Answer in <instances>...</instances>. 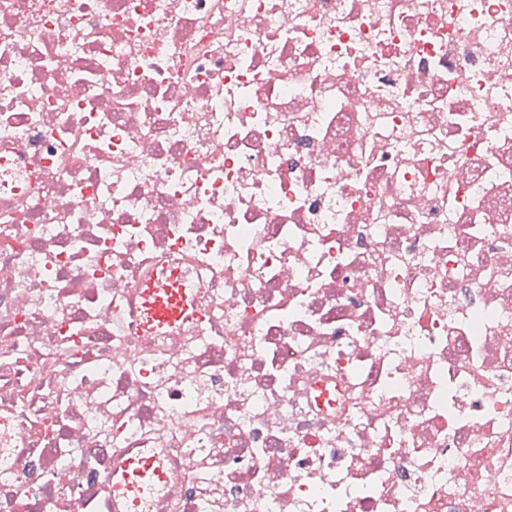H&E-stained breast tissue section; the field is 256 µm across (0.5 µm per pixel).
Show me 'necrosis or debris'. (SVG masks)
<instances>
[{
  "instance_id": "obj_1",
  "label": "necrosis or debris",
  "mask_w": 512,
  "mask_h": 512,
  "mask_svg": "<svg viewBox=\"0 0 512 512\" xmlns=\"http://www.w3.org/2000/svg\"><path fill=\"white\" fill-rule=\"evenodd\" d=\"M148 448L140 512H512V0H0V512ZM183 273L164 268L146 279L138 289L141 299L142 323L145 331L181 326L198 315L192 311L191 300L183 288Z\"/></svg>"
}]
</instances>
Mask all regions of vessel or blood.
Masks as SVG:
<instances>
[{"label":"vessel or blood","mask_w":512,"mask_h":512,"mask_svg":"<svg viewBox=\"0 0 512 512\" xmlns=\"http://www.w3.org/2000/svg\"><path fill=\"white\" fill-rule=\"evenodd\" d=\"M183 279L179 269L165 268L143 282L138 290L142 329L156 331L174 328L194 318ZM113 477L125 488L124 496L115 503L116 512H137L139 500L134 494L135 489L145 482L162 483L167 475L155 458L129 455L114 470Z\"/></svg>","instance_id":"vessel-or-blood-1"}]
</instances>
